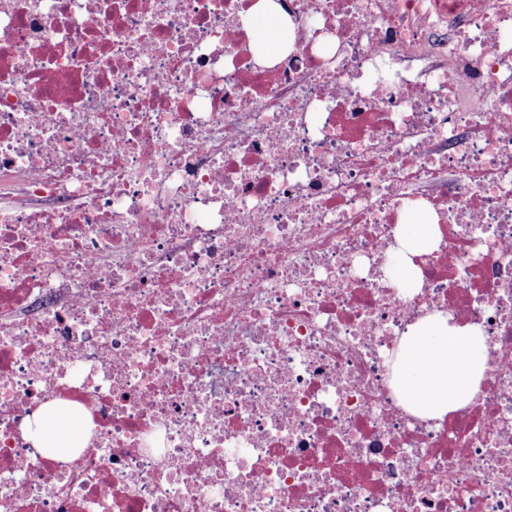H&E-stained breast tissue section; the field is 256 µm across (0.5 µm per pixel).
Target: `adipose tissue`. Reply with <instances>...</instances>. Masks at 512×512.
Instances as JSON below:
<instances>
[{"label": "adipose tissue", "mask_w": 512, "mask_h": 512, "mask_svg": "<svg viewBox=\"0 0 512 512\" xmlns=\"http://www.w3.org/2000/svg\"><path fill=\"white\" fill-rule=\"evenodd\" d=\"M254 14L263 18L264 39L255 49L254 60L264 65L293 48L283 26L288 17L278 0H257ZM396 265L403 275L401 285L415 290L420 285L416 256L432 251L438 227L427 216L398 227ZM489 347L476 325L453 323L450 316L435 312L409 326L401 337L392 362V378L404 406L425 419H444L452 411L474 401L488 369ZM54 423L45 431L44 423ZM31 440L41 448L68 454L71 443L82 434L78 411L62 412L46 406L35 417Z\"/></svg>", "instance_id": "1"}]
</instances>
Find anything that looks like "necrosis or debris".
Here are the masks:
<instances>
[{"label": "necrosis or debris", "mask_w": 512, "mask_h": 512, "mask_svg": "<svg viewBox=\"0 0 512 512\" xmlns=\"http://www.w3.org/2000/svg\"><path fill=\"white\" fill-rule=\"evenodd\" d=\"M255 2L0 0V512H512V0H285L264 66ZM436 311L492 354L442 422ZM250 11L264 18L265 35L261 45L256 46L255 36L252 40L255 47L254 60L257 64H267L270 60L292 50L293 42L290 40L287 42L283 33L284 23L289 21V18L277 0H259ZM409 224L398 226V249L395 256L396 266L403 274L400 279L401 288L416 292L421 288L419 269L413 262V257L432 251L438 240V226L432 224L429 218L421 214L418 220H410ZM434 312L401 336L392 378L404 406L425 419L443 420L474 401L488 369L489 347L479 326L451 323ZM36 430L28 434L39 448H56L55 454L63 456L69 453L71 443L82 435V423L79 412L74 409L70 412H61L52 406H45L34 417ZM57 421V427L52 432H46L44 423Z\"/></svg>", "instance_id": "4bbe7bcc"}]
</instances>
